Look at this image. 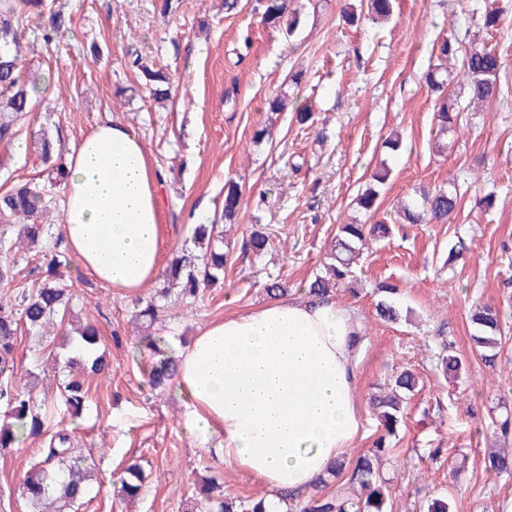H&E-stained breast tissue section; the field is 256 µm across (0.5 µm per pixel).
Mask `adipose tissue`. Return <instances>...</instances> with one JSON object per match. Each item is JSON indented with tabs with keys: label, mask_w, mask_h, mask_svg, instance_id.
<instances>
[{
	"label": "adipose tissue",
	"mask_w": 512,
	"mask_h": 512,
	"mask_svg": "<svg viewBox=\"0 0 512 512\" xmlns=\"http://www.w3.org/2000/svg\"><path fill=\"white\" fill-rule=\"evenodd\" d=\"M61 228L80 267L120 290L159 271L158 176L142 140L106 120L66 155ZM360 322L333 300L277 297L205 326L178 357L183 426L261 479L273 504L326 475L361 431Z\"/></svg>",
	"instance_id": "ef3b65f1"
}]
</instances>
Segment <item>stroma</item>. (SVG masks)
<instances>
[{"mask_svg": "<svg viewBox=\"0 0 512 512\" xmlns=\"http://www.w3.org/2000/svg\"><path fill=\"white\" fill-rule=\"evenodd\" d=\"M346 2L288 0L304 20L290 37L284 28L262 25L254 0H239L229 14L224 0H179L168 14L158 0H46V11L63 10L73 23L47 48L40 18L30 19L27 64L49 86L30 128L59 134L66 150L110 118L143 140L153 168L163 174L164 264L191 247L194 225L221 214L225 180L241 185L244 204L224 239L234 262L223 284L204 290L195 303L168 304L159 316L178 352L210 322L266 301L268 276L285 279L290 297H304L337 224L352 217L366 224L393 221L398 200L422 187L458 182L465 195L447 223L408 224L392 238L369 241L354 291L332 294L356 312L364 335L357 358L361 433L347 455L372 448L381 425L371 399L393 368H410L421 389L408 401L383 460L392 512H420L427 499L442 494L465 512H512V476L493 479L482 468L490 447L512 448V433L495 434L493 426L512 415V372H491L472 354L468 321L472 305L490 303L512 325V0H396L390 21L354 27L340 21ZM488 8L503 16L501 31L492 35L480 24ZM451 33L478 37L502 55L505 67L499 99L463 113L443 154L435 148L436 101L423 74L439 38ZM137 54L170 72V101L150 97L129 63ZM297 72L299 86L289 85ZM119 87L124 95L117 99ZM279 92L311 105L314 124L299 125L289 111L269 112L267 102ZM262 125L270 136L255 140ZM394 133L403 147L392 154L384 142ZM383 164L391 173L378 209L361 211L355 199ZM8 178L48 180L29 134L0 144V184ZM255 225L271 235L260 258L241 250ZM458 244L459 260L445 266ZM63 275L75 312L98 325L111 363L108 372L88 377L82 415L65 420L97 476L77 512H185L194 482L203 477L236 496H264L258 478L225 464L184 432V405L175 393L151 391L144 382L151 357L139 346L131 316L137 298L158 293L163 279L134 293L94 281L75 262ZM383 281L399 286L408 319H376V287ZM448 341L466 361L467 374L458 380L432 369L435 352ZM69 351L58 330L41 341L19 336L20 369L39 378L36 403L59 402L62 388L46 371ZM37 448L28 441L0 455V512H31L22 481ZM132 462L142 465L147 482L143 497L126 503L113 482Z\"/></svg>", "mask_w": 512, "mask_h": 512, "instance_id": "obj_1", "label": "stroma"}]
</instances>
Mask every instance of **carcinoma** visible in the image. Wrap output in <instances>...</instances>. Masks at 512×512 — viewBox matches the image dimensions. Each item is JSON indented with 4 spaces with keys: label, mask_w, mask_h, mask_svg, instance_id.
<instances>
[{
    "label": "carcinoma",
    "mask_w": 512,
    "mask_h": 512,
    "mask_svg": "<svg viewBox=\"0 0 512 512\" xmlns=\"http://www.w3.org/2000/svg\"><path fill=\"white\" fill-rule=\"evenodd\" d=\"M288 0H257L260 22L268 27L281 23L288 9ZM43 0H0V143H11L24 132L21 120L34 111L44 92L40 76L25 64L23 54L26 26L30 15L41 16ZM394 10V0H361L360 13H345L348 22L387 19ZM71 17L58 10L49 15L43 26L42 41L53 42L60 33L70 28ZM438 63L430 64L424 74L426 86L437 94L436 118L439 134L446 135L457 125L460 114L459 98L468 99L475 108L489 103L501 95L499 76L504 68L501 55L484 44L465 42L454 35L444 36L436 45ZM461 60L460 67L451 69V62ZM149 86L155 99L169 97L167 72L149 67L141 57L132 61ZM42 162L55 174L52 184L66 183L65 165L60 152V139H52L42 132L31 138ZM463 193L456 182L434 190H422L411 200L404 201L396 210V224H429L448 219L459 206ZM243 200L241 186L228 180L224 183V220L232 221L240 212ZM50 199L47 191L35 181L17 182L0 193V223L20 226L19 235L25 236L27 245L42 243V261L23 272L19 268L15 245L0 240V290L10 293L0 296V405L8 413V421L0 425V453L16 444L50 435L40 459L27 471L22 483L23 494L31 504L32 512H69L71 506L88 494L87 482L94 470L86 465V457L76 448L71 434L65 429L47 430L46 412L35 405L31 388L17 380V338L21 329L40 335L47 325L69 326L70 346L83 345V350L67 358L66 367L78 368L89 374H101L109 369L105 354L98 352L101 334L91 320L74 324L72 295L60 282L57 271L71 263L70 251L63 247V233H53L48 222ZM193 238L199 251L176 252L163 271L164 281L180 286L177 299L187 304L199 297L201 289L224 278L228 254L222 249L224 228L220 224H197ZM391 235L389 225L379 222L336 225L335 235L328 253L324 272L308 286L312 299L331 295L332 289L345 285L354 264L363 254L367 239H385ZM269 235L253 231L243 241L242 249L255 256L267 251ZM380 292L386 298L376 304V316L383 322L395 323L402 312L392 296L398 293L393 284H381ZM167 289L153 296L137 300L134 317L149 325L157 321L164 311L161 301L167 299ZM477 332L471 335L472 352L485 366L493 369L500 356L502 342L507 338L500 311L489 304H477L470 314ZM145 347L154 354L146 375L150 389L165 391L173 385L178 360L169 348L168 340L160 334L144 338ZM436 370L444 375L459 376L465 362L453 352V345H443L435 356ZM419 386V377L408 368L395 372L389 379V392L371 399L379 411L383 433L368 453L351 461L346 482L331 495L303 497L283 491L279 504L284 512H387V479L378 466L381 453L387 450V438L396 435L402 419L404 404ZM88 401L84 381L71 379L62 391V407L69 415L82 414ZM485 472L498 477L512 474V457L490 453L485 459ZM145 477L141 466L128 464L117 480L120 498L131 501L138 498ZM214 479L194 487L193 512H267L261 498L230 497L215 493ZM423 512H460L455 500L446 496L434 497L422 505Z\"/></svg>",
    "instance_id": "cac0c4a2"
}]
</instances>
